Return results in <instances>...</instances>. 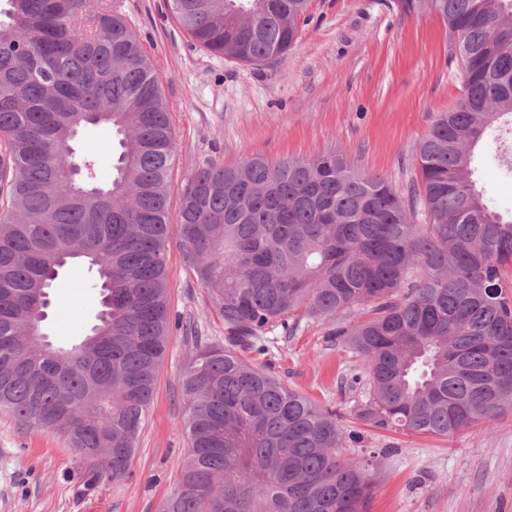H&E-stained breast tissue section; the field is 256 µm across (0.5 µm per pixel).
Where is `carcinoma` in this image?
<instances>
[{
  "instance_id": "cac0c4a2",
  "label": "carcinoma",
  "mask_w": 512,
  "mask_h": 512,
  "mask_svg": "<svg viewBox=\"0 0 512 512\" xmlns=\"http://www.w3.org/2000/svg\"><path fill=\"white\" fill-rule=\"evenodd\" d=\"M0 19V411L62 435L92 479L121 480L169 346V174L176 148L157 77L122 15L86 0H7ZM308 0H171L216 56L261 65L298 39ZM457 41L462 94L438 112L403 195L329 151L312 159L208 161L182 192L187 270L224 343L183 325L190 449L159 512H366L371 462L340 455L336 412L244 358L307 316L338 324L363 358L382 431L446 437L512 409V220L483 200L473 159L512 123V0H396ZM88 126L120 136L116 175L76 158ZM430 217L415 220L417 209ZM77 261L101 309L68 348L48 343L49 289ZM371 318L347 329L357 305Z\"/></svg>"
}]
</instances>
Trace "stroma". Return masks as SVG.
<instances>
[{
	"instance_id": "1",
	"label": "stroma",
	"mask_w": 512,
	"mask_h": 512,
	"mask_svg": "<svg viewBox=\"0 0 512 512\" xmlns=\"http://www.w3.org/2000/svg\"><path fill=\"white\" fill-rule=\"evenodd\" d=\"M122 13L158 77L176 134L170 173L168 301L173 318H194L212 342L224 325L207 291L187 271L177 226L182 190L206 161L261 155L309 159L336 151L363 173L402 189L415 177L416 149L435 113L462 92L448 54L443 19L408 17L395 0H310L287 55L260 66L210 54L175 21L170 0H87ZM512 128L489 131L477 151L478 183L488 205L512 218V176L497 158ZM77 155L95 154L100 183L113 176L115 141L90 126ZM87 267L63 268L50 290L45 331L69 347L96 321L100 298ZM196 353L173 330L154 398L131 464L120 481L86 482V465L57 434L20 427L0 412V512H158L187 459L182 378ZM270 365L288 387L337 410L356 440L349 458L371 460L369 512H512V412L448 437L379 431L357 420L369 397L352 345L328 336L324 322L302 320L275 335Z\"/></svg>"
}]
</instances>
